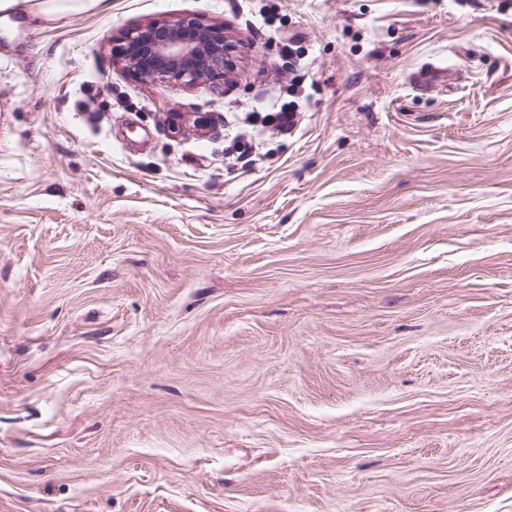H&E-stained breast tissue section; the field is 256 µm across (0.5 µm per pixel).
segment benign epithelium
Listing matches in <instances>:
<instances>
[{"mask_svg":"<svg viewBox=\"0 0 512 512\" xmlns=\"http://www.w3.org/2000/svg\"><path fill=\"white\" fill-rule=\"evenodd\" d=\"M242 42L224 23L154 20L122 33L112 54L123 72L160 87H191L233 69Z\"/></svg>","mask_w":512,"mask_h":512,"instance_id":"1","label":"benign epithelium"}]
</instances>
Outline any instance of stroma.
<instances>
[{
    "label": "stroma",
    "mask_w": 512,
    "mask_h": 512,
    "mask_svg": "<svg viewBox=\"0 0 512 512\" xmlns=\"http://www.w3.org/2000/svg\"><path fill=\"white\" fill-rule=\"evenodd\" d=\"M195 16L223 91L122 75ZM0 512H512V0L0 15ZM117 41L112 54L123 72L160 87L224 79L242 45L224 23L197 18L136 25ZM446 69L438 66H429L414 73L413 84L419 92H427L443 82ZM294 102L280 104L277 100L272 102L265 111L253 112L246 120L254 122L255 126L274 127L280 132H288L299 122V111Z\"/></svg>",
    "instance_id": "stroma-1"
}]
</instances>
